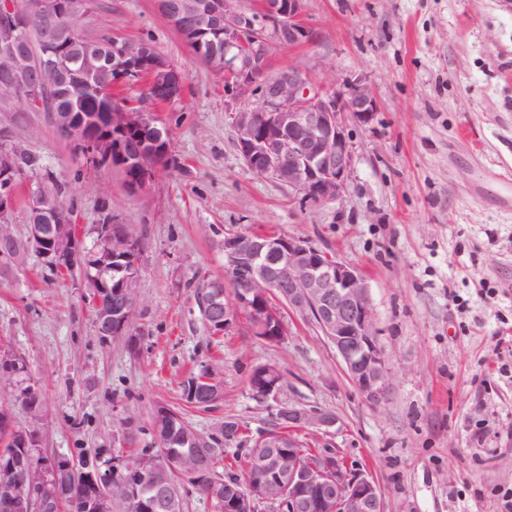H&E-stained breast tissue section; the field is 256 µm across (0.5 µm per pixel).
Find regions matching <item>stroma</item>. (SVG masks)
<instances>
[{"label":"stroma","mask_w":512,"mask_h":512,"mask_svg":"<svg viewBox=\"0 0 512 512\" xmlns=\"http://www.w3.org/2000/svg\"><path fill=\"white\" fill-rule=\"evenodd\" d=\"M98 3L83 34L149 40L185 76L183 96L154 108L179 166L134 193L119 168L76 154L46 110L0 108V128L66 180L61 201L79 229L108 209L145 243L133 347L100 342L81 274L55 278L33 253L0 273V346L43 390V453L152 447L160 406L183 408L204 433L231 417L254 437L290 403L337 417L298 437L368 473L384 512H511L512 0H304L312 38L272 45L271 69L360 75L377 101L370 123L346 121L343 200L320 205L246 166L223 79L156 0ZM248 230L309 239L362 272L387 357L385 404L364 400L311 319L286 314L278 344L243 320L208 332L196 290L223 280L225 234ZM266 363L283 386L263 401L249 376ZM203 364L224 382L205 412L181 399Z\"/></svg>","instance_id":"stroma-1"}]
</instances>
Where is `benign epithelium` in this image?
I'll return each mask as SVG.
<instances>
[{
    "label": "benign epithelium",
    "instance_id": "obj_1",
    "mask_svg": "<svg viewBox=\"0 0 512 512\" xmlns=\"http://www.w3.org/2000/svg\"><path fill=\"white\" fill-rule=\"evenodd\" d=\"M160 13L187 42L198 48L205 64L224 78V97L232 112L235 144L248 168L294 188L304 203L341 200L352 167V146L345 133L346 117L360 123L373 120L376 102L362 77L343 79L344 93L334 90L336 80L316 84L309 72L290 65L270 71L271 45L295 46L310 40L303 20V0H260L257 8L246 0H157ZM94 0H37L26 11L14 0H0V100L20 99L37 109L49 104L51 95L64 86H75L95 95L105 86L104 75L114 74L122 84L147 77V93L157 102L182 96L185 77L156 49L140 41L114 38L98 54L75 56L79 39L76 22L88 17ZM212 35L224 36V51L203 44ZM61 138L87 156L97 167L142 168L134 192L153 179L154 165L143 154L125 151V136L134 129L152 130L150 157L162 162L172 154L166 127L149 119L142 103L118 105L105 112L49 113ZM23 144L8 132L0 134V224L10 223L14 188L27 176L20 168ZM35 186L27 201L29 231L21 253L40 255L52 268L66 271L93 269L83 276L92 285L91 302L101 341L134 332L145 301L140 294L143 241L139 237L112 234V214L92 226L87 240L74 228L72 211L53 188L56 173L32 175ZM130 263L117 289H112V261ZM224 279L232 288L230 299L217 292L199 296L202 314L210 327L223 333L238 319H245L251 334L268 343L288 336L282 313L269 302L276 296L288 310L310 317L336 349L345 371L372 406L383 404L390 384L386 358L379 342L376 312L368 283L356 268L316 248L302 237L276 236L244 231L224 237ZM15 355L0 353V380L16 376ZM254 372L264 378L257 386L260 397L281 390L282 375L272 364ZM206 383V404L224 400V387L210 369L192 381ZM288 417V435L263 433L260 448L288 449V512H384L376 483L361 470H352L332 453L301 459L296 449L302 441L298 429L327 431L337 419L327 412L288 405L279 409ZM189 447L177 454L142 449L131 461L99 457L86 470L75 468L61 455L44 456L27 465L0 458V512H48L45 490L69 480L98 487L107 493L88 499V512H112L113 487L122 500L143 512H179L180 485L169 470L195 473L211 465L219 449L188 438ZM258 471L276 473L280 463L269 453L255 455ZM138 474L139 484L114 483L121 469ZM271 481L266 476L246 486L244 495L224 507V512H256L260 502L272 503Z\"/></svg>",
    "mask_w": 512,
    "mask_h": 512
}]
</instances>
